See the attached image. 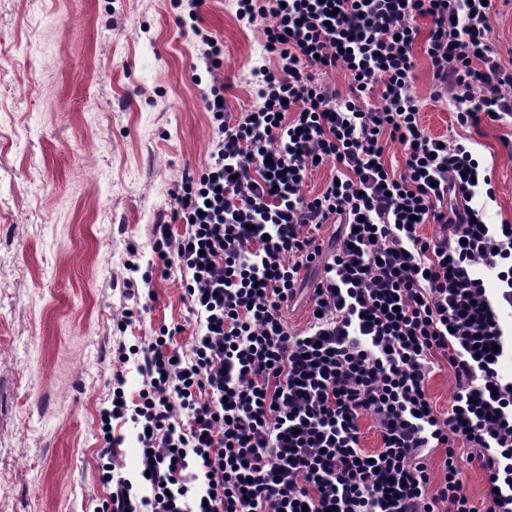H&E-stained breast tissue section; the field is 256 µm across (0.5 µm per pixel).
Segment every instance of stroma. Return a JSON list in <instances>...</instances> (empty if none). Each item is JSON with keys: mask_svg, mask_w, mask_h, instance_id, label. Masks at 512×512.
Instances as JSON below:
<instances>
[{"mask_svg": "<svg viewBox=\"0 0 512 512\" xmlns=\"http://www.w3.org/2000/svg\"><path fill=\"white\" fill-rule=\"evenodd\" d=\"M206 0L203 26L224 44L205 72L176 0H0V512H93L110 491L104 462L138 480L129 423L103 455L98 423L116 375L128 402L142 378L118 346L196 319L178 269L153 253L171 192L208 161L214 123L203 94L224 84L231 111L256 103L264 21ZM412 92L435 136L458 137L449 101L430 97L415 44ZM474 151L493 168L491 224H512V117L482 123ZM135 259L138 272L126 267ZM139 321L123 326L128 310Z\"/></svg>", "mask_w": 512, "mask_h": 512, "instance_id": "stroma-1", "label": "stroma"}]
</instances>
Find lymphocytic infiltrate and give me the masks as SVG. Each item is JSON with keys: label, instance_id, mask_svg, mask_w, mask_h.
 I'll list each match as a JSON object with an SVG mask.
<instances>
[{"label": "lymphocytic infiltrate", "instance_id": "1", "mask_svg": "<svg viewBox=\"0 0 512 512\" xmlns=\"http://www.w3.org/2000/svg\"><path fill=\"white\" fill-rule=\"evenodd\" d=\"M187 2L213 71L223 44L201 25L205 0ZM235 2L239 20H273L257 103L229 111L223 85H211L209 162L174 192L186 230L155 225L152 245L186 271L200 331L186 354L168 329L119 350L143 387L131 405L114 389L102 439L112 446V421L131 420L148 491L105 473L112 490L95 512H512V381L501 373L512 348L499 317L512 309V224L486 222L474 200L495 190L471 138L429 134L411 91L421 17L433 96L450 99L458 126L512 115V64L493 41L492 5ZM336 67L352 81L344 99L314 77ZM392 141L399 172L384 160ZM330 157L335 181L306 195L308 171ZM334 223L342 232L327 256L314 232ZM423 224L450 234L422 238ZM319 261L309 326L293 333L284 309ZM439 356L456 381L443 412L427 391ZM364 415L381 436L370 453ZM433 448L445 451L438 481ZM463 450L487 479L480 507L465 491Z\"/></svg>", "mask_w": 512, "mask_h": 512}]
</instances>
